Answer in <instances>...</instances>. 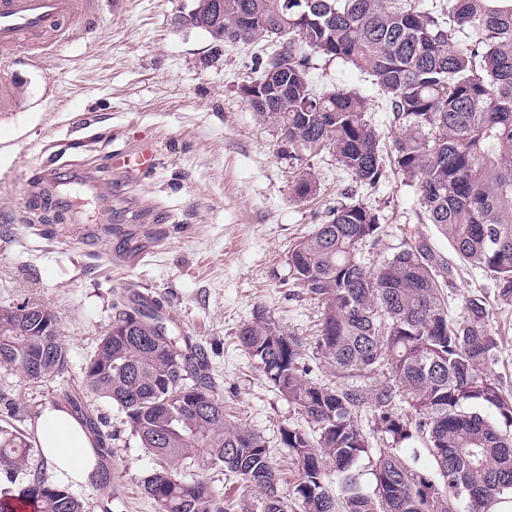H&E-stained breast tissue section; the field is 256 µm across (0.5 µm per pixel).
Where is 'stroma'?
Here are the masks:
<instances>
[{
    "label": "stroma",
    "instance_id": "35a3bbf8",
    "mask_svg": "<svg viewBox=\"0 0 512 512\" xmlns=\"http://www.w3.org/2000/svg\"><path fill=\"white\" fill-rule=\"evenodd\" d=\"M193 0H102L85 29L53 45L42 68L28 66L25 105L0 118V302H31L57 317L69 351L68 373L32 385L19 369L0 368V424L28 431L41 408L82 384L98 339L110 331L121 300L137 293L159 303L175 332L202 345L218 395L242 426L267 442L283 481L296 467L280 444L282 426L307 420L281 396L241 347L238 333L256 311L304 342L303 358L324 381L334 369L316 349L320 309L288 285V252L323 221L348 189L374 209L382 232L364 248L376 270L404 242L421 240L453 270L448 310L486 300L499 350L488 366L512 393V303L490 273L460 261L437 225L422 220L415 188L397 171L376 187H355L328 152L288 150L272 123L257 116L239 88L255 77L257 47L226 46L179 24ZM310 78L322 92L351 91L367 101L384 143L397 131L371 77L315 55ZM148 145L157 163L126 173L112 156ZM313 169L315 198L299 200L295 182ZM94 409L116 435L104 461L112 482L70 486L93 512H159L143 492L154 462L124 415L104 398ZM178 476L202 480L230 512H261L263 494L212 470L205 453L173 462Z\"/></svg>",
    "mask_w": 512,
    "mask_h": 512
}]
</instances>
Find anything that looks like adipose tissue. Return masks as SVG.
Returning <instances> with one entry per match:
<instances>
[{
  "label": "adipose tissue",
  "instance_id": "obj_1",
  "mask_svg": "<svg viewBox=\"0 0 512 512\" xmlns=\"http://www.w3.org/2000/svg\"><path fill=\"white\" fill-rule=\"evenodd\" d=\"M36 441L46 462L66 483L85 482L95 461L94 443L65 408L45 406L35 424Z\"/></svg>",
  "mask_w": 512,
  "mask_h": 512
}]
</instances>
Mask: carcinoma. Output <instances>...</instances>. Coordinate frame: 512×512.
<instances>
[{"instance_id": "carcinoma-1", "label": "carcinoma", "mask_w": 512, "mask_h": 512, "mask_svg": "<svg viewBox=\"0 0 512 512\" xmlns=\"http://www.w3.org/2000/svg\"><path fill=\"white\" fill-rule=\"evenodd\" d=\"M224 44L265 51L258 79L286 93L254 103L288 148L320 152L364 186L385 178L379 133L355 92H317L314 54L349 63L371 77L389 105L398 135L394 164L416 187L420 212L441 227L467 263L493 273L498 296L512 301V0H446L440 10L412 0H222ZM251 24L240 30L244 17ZM318 189L308 170L297 197ZM378 215L346 196L325 221L289 250V274L321 304L317 351L336 377L381 372L378 385L329 384L309 378L301 338L257 312L238 339L266 378L316 435L284 426L298 478H282L266 441L227 418L204 351L179 337L138 296L102 336L85 366V390L120 408L139 447L160 461L143 480L160 512H227L201 481L170 464L199 451L213 469L237 474L264 493L263 512H495L512 500V395L488 373L499 342L484 300L448 312L452 270L420 240L405 242L376 271L363 247L378 239ZM56 316L38 304L0 305V368H18L37 384L67 369ZM65 401L93 434L97 452L111 447L109 422L85 400ZM494 412L491 419L474 409ZM371 415L383 447L358 422ZM426 449L433 469L400 453L406 442ZM32 446L0 426V474L8 482L28 466ZM373 462L375 489L365 491L360 462ZM336 474L337 494L325 485ZM18 502L31 512H84L66 488L31 474L0 491V512Z\"/></svg>"}]
</instances>
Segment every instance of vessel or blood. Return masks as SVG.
Returning <instances> with one entry per match:
<instances>
[{
	"instance_id": "vessel-or-blood-1",
	"label": "vessel or blood",
	"mask_w": 512,
	"mask_h": 512,
	"mask_svg": "<svg viewBox=\"0 0 512 512\" xmlns=\"http://www.w3.org/2000/svg\"><path fill=\"white\" fill-rule=\"evenodd\" d=\"M100 0H0V49L9 51L21 39L48 45L65 38L69 29L77 27L92 15ZM19 83L14 78H0V112H12L19 106ZM155 154L143 146L134 155L116 159L119 167L146 171L154 168Z\"/></svg>"
}]
</instances>
